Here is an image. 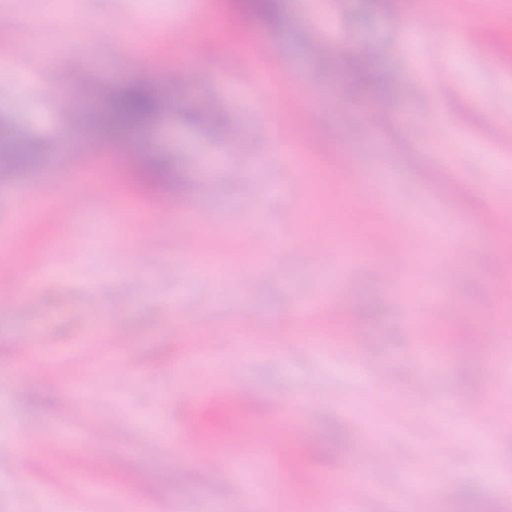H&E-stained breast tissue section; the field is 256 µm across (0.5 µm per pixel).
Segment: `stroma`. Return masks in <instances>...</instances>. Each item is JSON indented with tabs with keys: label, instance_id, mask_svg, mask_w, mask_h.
<instances>
[{
	"label": "stroma",
	"instance_id": "stroma-1",
	"mask_svg": "<svg viewBox=\"0 0 512 512\" xmlns=\"http://www.w3.org/2000/svg\"><path fill=\"white\" fill-rule=\"evenodd\" d=\"M448 0H399L394 12L368 0H281V22L240 12L235 0H82L60 21L45 0H0V115L50 146L37 169L0 180V261L34 268L37 284L0 280V446L19 430L36 434L26 465L0 464V512H267L261 493H246L237 462L205 473L226 447L252 453L255 437L274 435L280 512L327 506L329 478L363 471L383 494L366 512H405L400 489L420 470L434 489L432 512H512V486L487 481L474 441L456 431L496 429V459L512 475V296L494 291V256L512 248V211L495 212L492 196L512 194V0H458L459 16L481 27L471 42L448 43L428 26ZM209 18L213 57L193 50L191 20ZM97 24L112 37L81 47L70 35ZM264 37L258 71H242L237 30ZM416 40H408L407 29ZM153 49L157 83L169 101L151 132L100 137L114 171L75 208L57 200L78 193L85 137L68 106L83 96L53 79L77 57L113 83L132 79L135 52ZM368 53L384 80L391 110L372 124L368 98L349 96L339 66ZM290 90L316 121L293 127L289 113L260 108L258 84ZM294 134L309 148L306 170L257 155ZM150 151L175 174L165 188L139 191L131 156ZM380 182L406 221L355 210L351 168ZM154 258L143 268L137 228L155 211ZM279 228L269 238L266 226ZM355 234L364 257L322 269L299 248L314 235L332 243ZM411 261L400 285L379 268ZM461 264L445 277L449 261ZM251 273L254 288L238 276ZM335 293L341 319H320V342L355 346L351 357L315 352L292 317L302 300ZM125 317L108 323L114 297ZM450 301L456 316L438 322L460 336L453 358L434 357L435 401L414 396L416 337L410 311ZM255 324L240 333L238 315ZM504 400L492 419L474 410L487 390ZM303 408L296 439L285 404ZM380 455L362 457L370 444ZM454 444V456L442 447ZM69 457L62 471L44 453Z\"/></svg>",
	"mask_w": 512,
	"mask_h": 512
}]
</instances>
